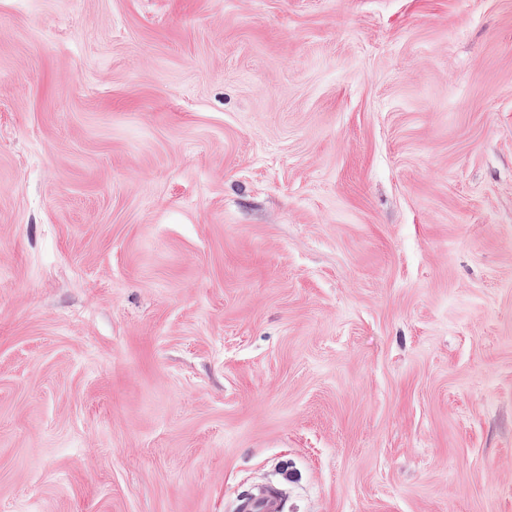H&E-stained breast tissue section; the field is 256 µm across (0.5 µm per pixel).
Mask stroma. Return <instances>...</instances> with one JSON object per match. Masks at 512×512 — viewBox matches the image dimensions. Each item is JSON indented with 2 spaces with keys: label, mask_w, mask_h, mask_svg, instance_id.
<instances>
[{
  "label": "stroma",
  "mask_w": 512,
  "mask_h": 512,
  "mask_svg": "<svg viewBox=\"0 0 512 512\" xmlns=\"http://www.w3.org/2000/svg\"><path fill=\"white\" fill-rule=\"evenodd\" d=\"M512 512V0H0V512ZM237 512H280V499L269 493L252 494L240 498L236 503Z\"/></svg>",
  "instance_id": "35a3bbf8"
}]
</instances>
